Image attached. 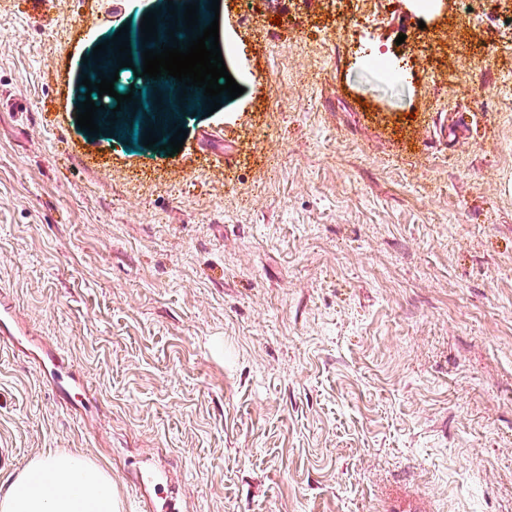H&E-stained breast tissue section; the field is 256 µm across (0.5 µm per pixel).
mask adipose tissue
Wrapping results in <instances>:
<instances>
[{"instance_id": "obj_1", "label": "adipose tissue", "mask_w": 512, "mask_h": 512, "mask_svg": "<svg viewBox=\"0 0 512 512\" xmlns=\"http://www.w3.org/2000/svg\"><path fill=\"white\" fill-rule=\"evenodd\" d=\"M112 480L79 453L33 459L0 496V512H119Z\"/></svg>"}]
</instances>
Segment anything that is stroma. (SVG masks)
Returning <instances> with one entry per match:
<instances>
[{"label":"stroma","mask_w":512,"mask_h":512,"mask_svg":"<svg viewBox=\"0 0 512 512\" xmlns=\"http://www.w3.org/2000/svg\"><path fill=\"white\" fill-rule=\"evenodd\" d=\"M221 2L244 92L170 156L76 124L128 0H0V291L81 390L0 346V496L512 512V0ZM112 479L80 453L33 459L0 498L1 512H120Z\"/></svg>","instance_id":"obj_1"}]
</instances>
